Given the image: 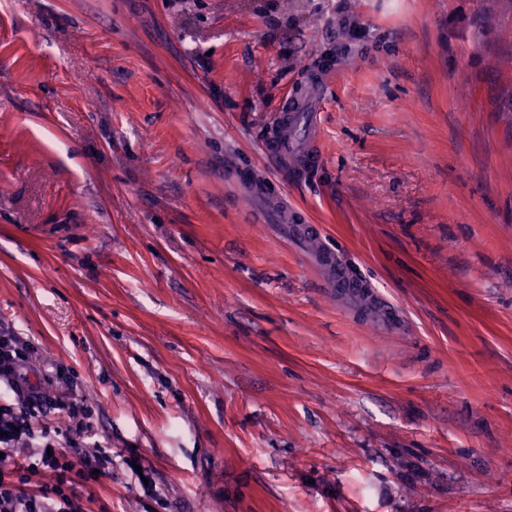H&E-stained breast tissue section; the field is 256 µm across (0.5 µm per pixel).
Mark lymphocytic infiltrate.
I'll use <instances>...</instances> for the list:
<instances>
[{
	"instance_id": "f902f5d3",
	"label": "lymphocytic infiltrate",
	"mask_w": 512,
	"mask_h": 512,
	"mask_svg": "<svg viewBox=\"0 0 512 512\" xmlns=\"http://www.w3.org/2000/svg\"><path fill=\"white\" fill-rule=\"evenodd\" d=\"M32 375L27 344L0 333V377L9 386L0 394V512H78L79 487L106 471L112 455L85 447L83 406L50 401ZM51 408L67 417L66 427L49 418ZM40 473L53 482L30 486L29 475Z\"/></svg>"
}]
</instances>
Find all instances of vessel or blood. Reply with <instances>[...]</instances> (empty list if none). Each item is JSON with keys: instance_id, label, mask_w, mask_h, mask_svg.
I'll return each instance as SVG.
<instances>
[{"instance_id": "b4317fda", "label": "vessel or blood", "mask_w": 512, "mask_h": 512, "mask_svg": "<svg viewBox=\"0 0 512 512\" xmlns=\"http://www.w3.org/2000/svg\"><path fill=\"white\" fill-rule=\"evenodd\" d=\"M280 123H292L296 131L292 136L281 137L271 135L262 146L264 160L276 169L280 178H287L289 173H296L305 168L318 164L319 153L316 143V117L307 112L298 114L285 112L279 115ZM318 265L325 271L328 282L335 287L338 297L348 299H365L371 302L376 323L385 329L391 328L395 317L377 295L365 290L354 277L341 265L337 264L335 257L327 252L320 253Z\"/></svg>"}]
</instances>
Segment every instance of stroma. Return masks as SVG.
<instances>
[{"mask_svg": "<svg viewBox=\"0 0 512 512\" xmlns=\"http://www.w3.org/2000/svg\"><path fill=\"white\" fill-rule=\"evenodd\" d=\"M494 8L0 0V331L112 450L83 512H512V39L471 25ZM318 74L321 163L284 194L314 243L254 214ZM324 249L397 329L337 301Z\"/></svg>", "mask_w": 512, "mask_h": 512, "instance_id": "1", "label": "stroma"}]
</instances>
